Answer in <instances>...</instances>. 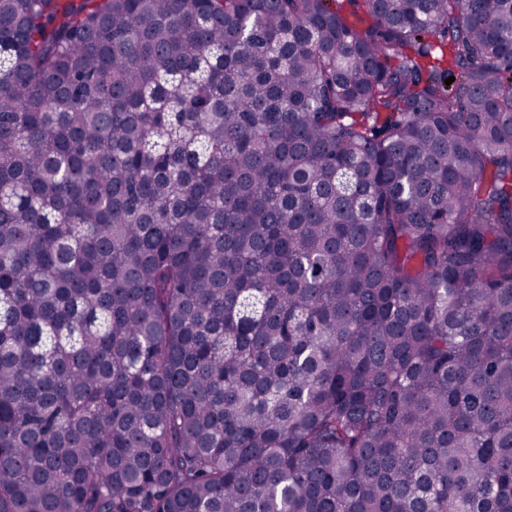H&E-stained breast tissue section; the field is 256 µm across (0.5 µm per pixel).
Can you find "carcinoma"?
Returning a JSON list of instances; mask_svg holds the SVG:
<instances>
[{"label":"carcinoma","instance_id":"1","mask_svg":"<svg viewBox=\"0 0 512 512\" xmlns=\"http://www.w3.org/2000/svg\"><path fill=\"white\" fill-rule=\"evenodd\" d=\"M0 512H512V0H0Z\"/></svg>","mask_w":512,"mask_h":512}]
</instances>
